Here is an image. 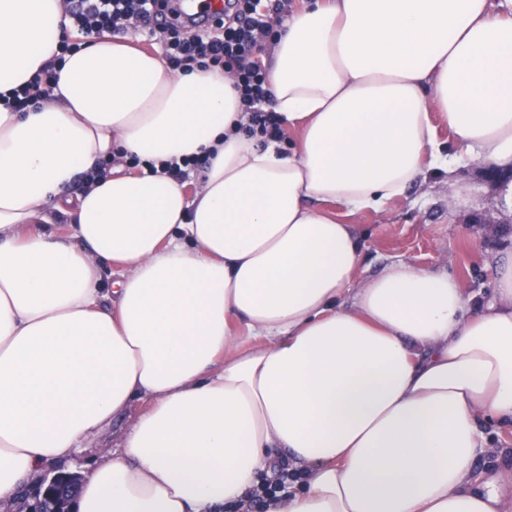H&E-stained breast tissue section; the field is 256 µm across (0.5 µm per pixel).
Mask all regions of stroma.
<instances>
[{
    "label": "stroma",
    "mask_w": 512,
    "mask_h": 512,
    "mask_svg": "<svg viewBox=\"0 0 512 512\" xmlns=\"http://www.w3.org/2000/svg\"><path fill=\"white\" fill-rule=\"evenodd\" d=\"M454 178L472 188L468 210H456L452 203L449 183ZM341 219L355 225L361 237V275L406 260L448 272L460 280L467 295L487 301L493 297L496 260L512 254V168L466 158L454 172L431 171L424 184L383 211L345 213ZM134 416L127 411L86 440L70 460L75 471L89 468L101 453L116 447ZM481 429L486 450L477 460L478 471L511 472L512 422L490 421Z\"/></svg>",
    "instance_id": "1"
}]
</instances>
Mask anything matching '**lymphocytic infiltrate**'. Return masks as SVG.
<instances>
[{
	"mask_svg": "<svg viewBox=\"0 0 512 512\" xmlns=\"http://www.w3.org/2000/svg\"><path fill=\"white\" fill-rule=\"evenodd\" d=\"M64 2L69 24L59 39L58 52L27 84L15 90L12 103L16 107L49 97L59 81L60 63L66 54L80 49L83 38L131 27L150 29L153 16L168 10L170 0ZM262 6L263 0H227L223 17L212 24L204 19L185 20L175 13L158 33L170 68L231 74L241 109L248 116L246 134L278 143L285 133L280 116L269 107L271 91L258 56L266 44L276 41L279 32L265 20Z\"/></svg>",
	"mask_w": 512,
	"mask_h": 512,
	"instance_id": "f902f5d3",
	"label": "lymphocytic infiltrate"
}]
</instances>
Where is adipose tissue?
Returning <instances> with one entry per match:
<instances>
[{"instance_id":"obj_1","label":"adipose tissue","mask_w":512,"mask_h":512,"mask_svg":"<svg viewBox=\"0 0 512 512\" xmlns=\"http://www.w3.org/2000/svg\"><path fill=\"white\" fill-rule=\"evenodd\" d=\"M64 20L61 0H0V95ZM271 57L287 157L240 131L229 78L109 37L50 98L0 104V502L138 403L75 512H246L284 456L299 472L267 512H512V476L476 469L481 422L512 420V255L485 303L405 260L362 279L326 212L382 210L464 155L512 166V15L309 0ZM201 155L194 192L160 169Z\"/></svg>"}]
</instances>
